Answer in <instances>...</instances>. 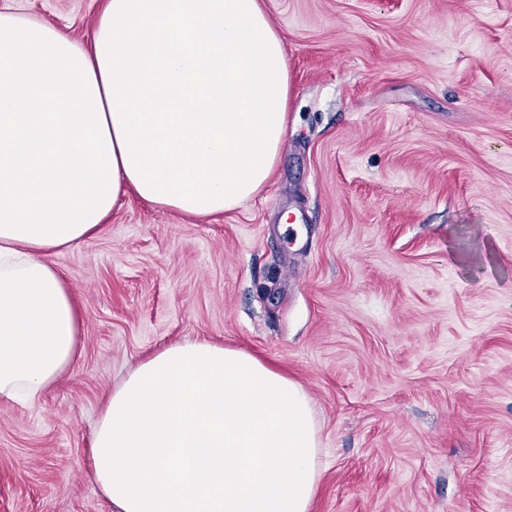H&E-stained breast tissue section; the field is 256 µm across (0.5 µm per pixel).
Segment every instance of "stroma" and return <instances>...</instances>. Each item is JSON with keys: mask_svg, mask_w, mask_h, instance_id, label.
I'll use <instances>...</instances> for the list:
<instances>
[{"mask_svg": "<svg viewBox=\"0 0 512 512\" xmlns=\"http://www.w3.org/2000/svg\"><path fill=\"white\" fill-rule=\"evenodd\" d=\"M287 132L246 206L124 198L57 262L80 356L0 400V512H110L86 470L102 397L205 338L300 382L312 512H512V0H266ZM102 0H0L89 42Z\"/></svg>", "mask_w": 512, "mask_h": 512, "instance_id": "obj_1", "label": "stroma"}]
</instances>
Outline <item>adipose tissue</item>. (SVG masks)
I'll list each match as a JSON object with an SVG mask.
<instances>
[{
	"mask_svg": "<svg viewBox=\"0 0 512 512\" xmlns=\"http://www.w3.org/2000/svg\"><path fill=\"white\" fill-rule=\"evenodd\" d=\"M288 96L265 0H106L86 44L0 12V399L35 403L78 357L56 256L128 193L193 216L246 204ZM89 464L112 512H311L319 427L301 383L187 341L112 388Z\"/></svg>",
	"mask_w": 512,
	"mask_h": 512,
	"instance_id": "adipose-tissue-1",
	"label": "adipose tissue"
}]
</instances>
